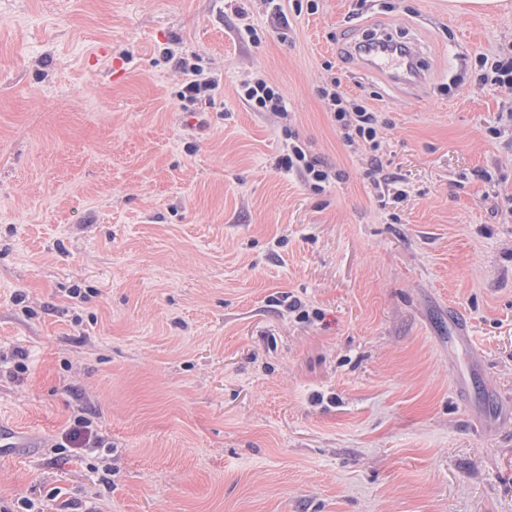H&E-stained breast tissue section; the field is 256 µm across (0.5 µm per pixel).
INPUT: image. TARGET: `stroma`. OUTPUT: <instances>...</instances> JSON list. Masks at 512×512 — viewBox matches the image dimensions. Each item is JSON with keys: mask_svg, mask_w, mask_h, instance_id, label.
Segmentation results:
<instances>
[{"mask_svg": "<svg viewBox=\"0 0 512 512\" xmlns=\"http://www.w3.org/2000/svg\"><path fill=\"white\" fill-rule=\"evenodd\" d=\"M294 3L284 39L264 0H0V422L40 442L0 450L8 512H512V96L470 83L512 6ZM372 30L423 45L417 94L348 53ZM179 57L221 80L205 111ZM329 64L377 151L337 134ZM256 70L325 191L276 170ZM80 409L109 450L55 453ZM239 97L255 112H270L280 118L288 117V105L281 89L260 71L241 80ZM320 101L336 131L347 146L376 151L380 145L382 124L378 112L367 103L365 95L345 92L342 78L330 73L317 89Z\"/></svg>", "mask_w": 512, "mask_h": 512, "instance_id": "obj_1", "label": "stroma"}]
</instances>
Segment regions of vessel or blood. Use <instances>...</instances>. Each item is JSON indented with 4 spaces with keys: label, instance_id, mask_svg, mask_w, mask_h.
Masks as SVG:
<instances>
[{
    "label": "vessel or blood",
    "instance_id": "vessel-or-blood-1",
    "mask_svg": "<svg viewBox=\"0 0 512 512\" xmlns=\"http://www.w3.org/2000/svg\"><path fill=\"white\" fill-rule=\"evenodd\" d=\"M395 38L387 33L364 40L360 62L369 72L381 75L388 83L415 91L427 81L423 50L418 43L402 44V54H394Z\"/></svg>",
    "mask_w": 512,
    "mask_h": 512
}]
</instances>
